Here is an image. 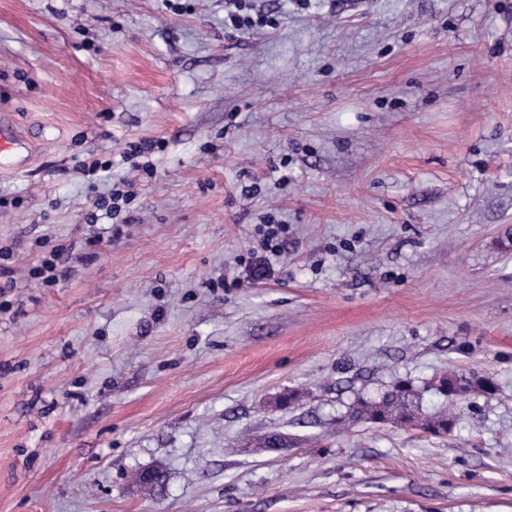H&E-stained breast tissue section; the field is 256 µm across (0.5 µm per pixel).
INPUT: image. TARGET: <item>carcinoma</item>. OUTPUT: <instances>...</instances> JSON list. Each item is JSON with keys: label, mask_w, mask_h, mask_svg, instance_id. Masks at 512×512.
Returning a JSON list of instances; mask_svg holds the SVG:
<instances>
[{"label": "carcinoma", "mask_w": 512, "mask_h": 512, "mask_svg": "<svg viewBox=\"0 0 512 512\" xmlns=\"http://www.w3.org/2000/svg\"><path fill=\"white\" fill-rule=\"evenodd\" d=\"M494 387L489 381L478 379L470 373L446 372L436 377L430 385V389L444 398V406L441 412L433 417L425 419V429H437L443 422L453 426L456 423V409L459 398L456 394L467 393L471 390L487 393ZM419 410V393L407 380H400L386 391L378 400L358 399L347 412L338 418V421L364 420L367 422L403 425L412 422V417L407 413L408 407Z\"/></svg>", "instance_id": "cac0c4a2"}]
</instances>
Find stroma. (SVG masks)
Listing matches in <instances>:
<instances>
[{"mask_svg":"<svg viewBox=\"0 0 512 512\" xmlns=\"http://www.w3.org/2000/svg\"><path fill=\"white\" fill-rule=\"evenodd\" d=\"M225 2L0 0V512H512V0ZM233 5L237 11L228 13L229 21L233 27H261L267 23V17L261 11L256 12L255 16L247 12L242 14L240 13L244 10L252 11V6L242 5L241 2H234ZM262 232V250L266 253L261 257L262 263L259 264L256 272L260 273L262 268H266L272 261H276L282 254V237L287 232V224L275 222L273 216H268L266 224H261ZM60 249H52L47 254L41 256L39 265L33 269V278L40 279L43 284L52 285L63 276V270L60 269L57 260L60 256ZM431 390L441 395L444 398V406L439 414L430 418H423L425 421L424 429L429 430L431 428L437 429L443 422H448L449 426H454L456 423V409L457 403L461 399L454 396L449 391L456 393H467L472 390L479 391L484 395L489 391L490 388L494 389L496 394L497 389L489 381L478 379L470 373H459V372H446L436 377L432 381V385L428 386ZM492 394V395H494ZM413 407L419 414V393L407 380H400L386 391L379 400L359 398L352 406H348L347 412L336 422L346 420H364L367 422L405 425L411 423L412 417L406 412L408 407Z\"/></svg>","mask_w":512,"mask_h":512,"instance_id":"35a3bbf8","label":"stroma"}]
</instances>
